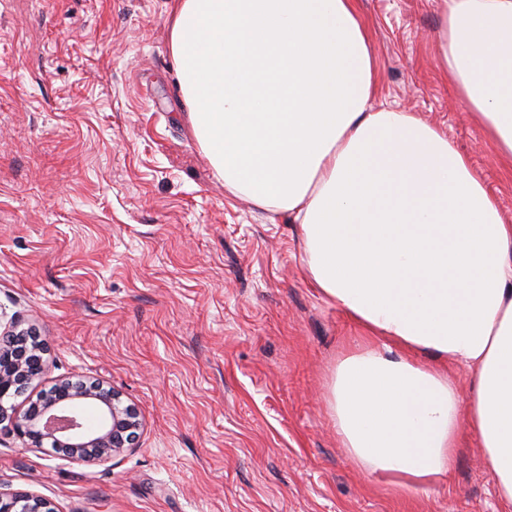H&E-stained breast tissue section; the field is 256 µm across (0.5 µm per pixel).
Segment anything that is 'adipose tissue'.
<instances>
[{
	"label": "adipose tissue",
	"instance_id": "obj_1",
	"mask_svg": "<svg viewBox=\"0 0 512 512\" xmlns=\"http://www.w3.org/2000/svg\"><path fill=\"white\" fill-rule=\"evenodd\" d=\"M167 22L186 119L225 189L299 222L310 281L368 335L329 389L344 448L424 493L469 429L512 505V223L444 130L369 111L357 0H175ZM439 42L512 160V0H447Z\"/></svg>",
	"mask_w": 512,
	"mask_h": 512
}]
</instances>
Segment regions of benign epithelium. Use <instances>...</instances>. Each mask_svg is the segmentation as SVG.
Returning a JSON list of instances; mask_svg holds the SVG:
<instances>
[{"label": "benign epithelium", "instance_id": "1", "mask_svg": "<svg viewBox=\"0 0 512 512\" xmlns=\"http://www.w3.org/2000/svg\"><path fill=\"white\" fill-rule=\"evenodd\" d=\"M27 329L9 330L0 336V424L7 421L13 432L31 448L68 450L77 459L106 461L133 447L142 419L131 404H123L120 396L101 382L75 383L68 378L57 380L42 393L30 409L19 414L4 401L22 393L30 380L46 371L44 344L34 351L38 358L11 353L10 346L18 336H30ZM98 411L96 424L85 421L83 405ZM0 512H53L47 500L27 491H0Z\"/></svg>", "mask_w": 512, "mask_h": 512}]
</instances>
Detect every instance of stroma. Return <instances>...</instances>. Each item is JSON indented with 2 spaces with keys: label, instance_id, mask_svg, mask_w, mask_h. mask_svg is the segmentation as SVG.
<instances>
[{
  "label": "stroma",
  "instance_id": "1",
  "mask_svg": "<svg viewBox=\"0 0 512 512\" xmlns=\"http://www.w3.org/2000/svg\"><path fill=\"white\" fill-rule=\"evenodd\" d=\"M171 0H0V320L56 378L134 405L107 462L0 425V490L54 512H504L470 433L452 476L404 495L359 468L328 408L362 329L312 288L300 227L224 189L186 121ZM373 110L446 129L512 222L500 158L439 66L442 0H359Z\"/></svg>",
  "mask_w": 512,
  "mask_h": 512
}]
</instances>
